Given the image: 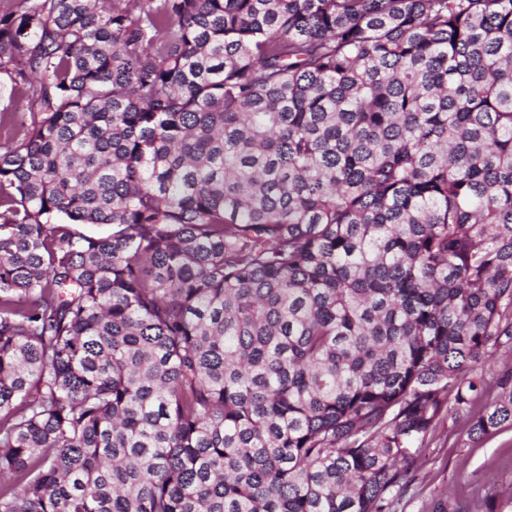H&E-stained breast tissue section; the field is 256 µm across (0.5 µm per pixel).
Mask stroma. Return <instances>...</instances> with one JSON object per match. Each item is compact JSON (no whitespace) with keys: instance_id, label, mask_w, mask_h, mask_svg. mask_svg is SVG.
I'll return each mask as SVG.
<instances>
[{"instance_id":"obj_1","label":"stroma","mask_w":512,"mask_h":512,"mask_svg":"<svg viewBox=\"0 0 512 512\" xmlns=\"http://www.w3.org/2000/svg\"><path fill=\"white\" fill-rule=\"evenodd\" d=\"M0 144L10 145L31 113L23 85L0 75ZM468 420L455 414L444 418L418 451V481L405 497L404 512H426L428 503L445 494L475 503L493 488L512 486V428L478 441L467 435Z\"/></svg>"}]
</instances>
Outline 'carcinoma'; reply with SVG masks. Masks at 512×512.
I'll list each match as a JSON object with an SVG mask.
<instances>
[{
  "instance_id": "obj_1",
  "label": "carcinoma",
  "mask_w": 512,
  "mask_h": 512,
  "mask_svg": "<svg viewBox=\"0 0 512 512\" xmlns=\"http://www.w3.org/2000/svg\"><path fill=\"white\" fill-rule=\"evenodd\" d=\"M1 73L0 512H399L512 351V0H21ZM6 112L8 121L0 126V144L10 145L22 123L31 120L29 104L23 84H15L6 75H0V113Z\"/></svg>"
}]
</instances>
